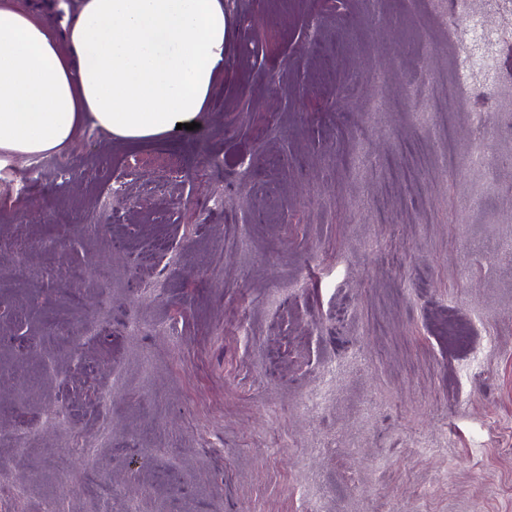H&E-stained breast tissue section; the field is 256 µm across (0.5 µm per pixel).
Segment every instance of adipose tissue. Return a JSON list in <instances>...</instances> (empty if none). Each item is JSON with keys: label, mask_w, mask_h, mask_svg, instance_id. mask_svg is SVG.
I'll return each instance as SVG.
<instances>
[{"label": "adipose tissue", "mask_w": 512, "mask_h": 512, "mask_svg": "<svg viewBox=\"0 0 512 512\" xmlns=\"http://www.w3.org/2000/svg\"><path fill=\"white\" fill-rule=\"evenodd\" d=\"M224 0H79L59 26L0 0V170L66 149L85 128L167 137L224 74Z\"/></svg>", "instance_id": "ef3b65f1"}]
</instances>
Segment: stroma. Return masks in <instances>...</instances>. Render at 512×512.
Instances as JSON below:
<instances>
[{
    "label": "stroma",
    "mask_w": 512,
    "mask_h": 512,
    "mask_svg": "<svg viewBox=\"0 0 512 512\" xmlns=\"http://www.w3.org/2000/svg\"><path fill=\"white\" fill-rule=\"evenodd\" d=\"M224 13L198 128L86 129L0 195V512H512V138L483 78L448 97L467 20Z\"/></svg>",
    "instance_id": "35a3bbf8"
}]
</instances>
